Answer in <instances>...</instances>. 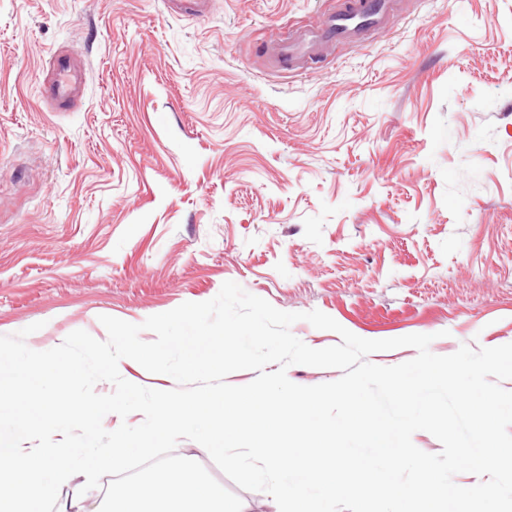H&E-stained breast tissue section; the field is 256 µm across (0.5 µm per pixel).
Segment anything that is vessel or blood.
Listing matches in <instances>:
<instances>
[{"instance_id":"b4317fda","label":"vessel or blood","mask_w":512,"mask_h":512,"mask_svg":"<svg viewBox=\"0 0 512 512\" xmlns=\"http://www.w3.org/2000/svg\"><path fill=\"white\" fill-rule=\"evenodd\" d=\"M391 10L390 0H345L341 9L327 15L315 28L281 44L278 56L293 64L321 45L361 41L369 32L385 28ZM53 71L43 97L68 107L77 106L84 81L82 70L68 55L58 54L53 58Z\"/></svg>"}]
</instances>
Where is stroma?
<instances>
[{
	"label": "stroma",
	"mask_w": 512,
	"mask_h": 512,
	"mask_svg": "<svg viewBox=\"0 0 512 512\" xmlns=\"http://www.w3.org/2000/svg\"><path fill=\"white\" fill-rule=\"evenodd\" d=\"M342 2L0 0V335L103 341L233 281L439 356L512 343V0H396L362 43L273 57ZM59 53L75 109L41 96Z\"/></svg>",
	"instance_id": "35a3bbf8"
}]
</instances>
